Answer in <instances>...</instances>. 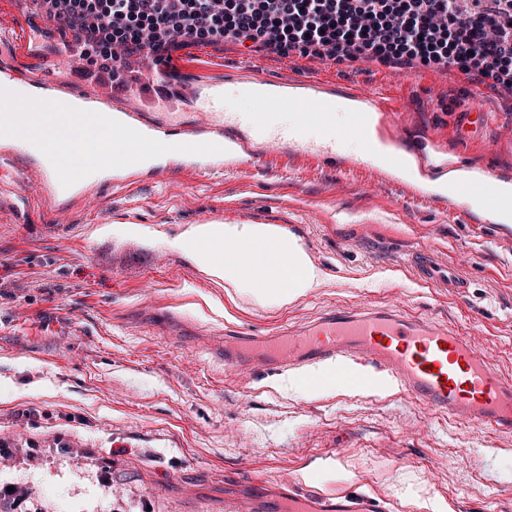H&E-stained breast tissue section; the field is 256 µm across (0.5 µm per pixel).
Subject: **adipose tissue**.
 Here are the masks:
<instances>
[{
	"instance_id": "1",
	"label": "adipose tissue",
	"mask_w": 512,
	"mask_h": 512,
	"mask_svg": "<svg viewBox=\"0 0 512 512\" xmlns=\"http://www.w3.org/2000/svg\"><path fill=\"white\" fill-rule=\"evenodd\" d=\"M171 245L225 290L265 309L287 306L325 281L298 239L275 224H194Z\"/></svg>"
}]
</instances>
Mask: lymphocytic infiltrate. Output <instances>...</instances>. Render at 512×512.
Segmentation results:
<instances>
[{"mask_svg": "<svg viewBox=\"0 0 512 512\" xmlns=\"http://www.w3.org/2000/svg\"><path fill=\"white\" fill-rule=\"evenodd\" d=\"M88 70L231 42L281 57L457 71L512 93V0H41Z\"/></svg>", "mask_w": 512, "mask_h": 512, "instance_id": "lymphocytic-infiltrate-1", "label": "lymphocytic infiltrate"}]
</instances>
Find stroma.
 <instances>
[{
	"label": "stroma",
	"instance_id": "obj_1",
	"mask_svg": "<svg viewBox=\"0 0 512 512\" xmlns=\"http://www.w3.org/2000/svg\"><path fill=\"white\" fill-rule=\"evenodd\" d=\"M16 41L38 30L59 69L57 30L31 0H0ZM242 61L271 82L313 71L325 82L388 86L395 138H442L466 164L512 178V95L485 90L483 137L456 134L448 105L470 88L458 72L281 58L230 43L175 52L170 68ZM26 155L0 162V512H226L225 500L276 489L342 493L392 512H512V436L456 424L401 390L341 388L305 396L288 374H226L220 347L234 332L265 336L341 307L391 305L475 333L512 375V223L466 224L364 163L344 173L305 155L269 156L250 176L161 182L104 179L95 193L43 207ZM288 228L326 275L286 307L233 306L222 286L168 246L206 222ZM141 224L153 242L100 235ZM429 247L466 277L437 294L401 266ZM314 472L315 480L303 477Z\"/></svg>",
	"mask_w": 512,
	"mask_h": 512
}]
</instances>
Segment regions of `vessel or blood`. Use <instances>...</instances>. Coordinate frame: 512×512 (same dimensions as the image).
Returning <instances> with one entry per match:
<instances>
[{
	"label": "vessel or blood",
	"mask_w": 512,
	"mask_h": 512,
	"mask_svg": "<svg viewBox=\"0 0 512 512\" xmlns=\"http://www.w3.org/2000/svg\"><path fill=\"white\" fill-rule=\"evenodd\" d=\"M144 67L146 82L131 83L120 91L118 119L107 128L112 149L102 155L101 161L113 176H132L138 158L146 153L157 159L151 169L156 176L175 166L201 163L213 171L229 168L246 174L262 163L256 143L278 149L301 146L305 143L303 133L309 128L322 131L324 139L322 146L313 149V158L335 164L340 161L336 119L330 108L334 91L316 73L275 83L253 98L250 111L231 114L221 107L223 79L191 87L185 79L173 77L157 58L146 59ZM59 79L55 65L45 63L38 83L39 96L0 111L1 147L22 151L41 139V127L19 122L17 115L55 111L61 99L52 94L51 88ZM151 96L179 107L183 120L176 125L173 139H165L162 134V113L147 111ZM482 96L481 90L470 92L463 109L461 137L484 129ZM279 108L298 112L296 125L272 126L271 113ZM394 110L390 93L354 90L347 113V136L359 138L364 151H371L369 130L386 125ZM457 170V164H449L445 182L448 197L456 205L455 220H472L469 200L475 195L483 198L487 214L506 207L512 209V194L502 192L492 169H485L473 179L457 177ZM405 263L431 287L458 291L465 286L457 268L435 251L415 250ZM263 362L279 372L316 363L351 365L355 372L347 382L363 391L370 390L371 385L359 370L372 368L390 377L430 410L445 414L458 424L512 432V377L492 367L475 337L430 317H411L383 307L336 309L313 323L273 337H234L224 344V367L230 374L245 377ZM234 512H362V508L347 496H326L288 486L274 496L257 492L242 500Z\"/></svg>",
	"instance_id": "b4317fda"
}]
</instances>
